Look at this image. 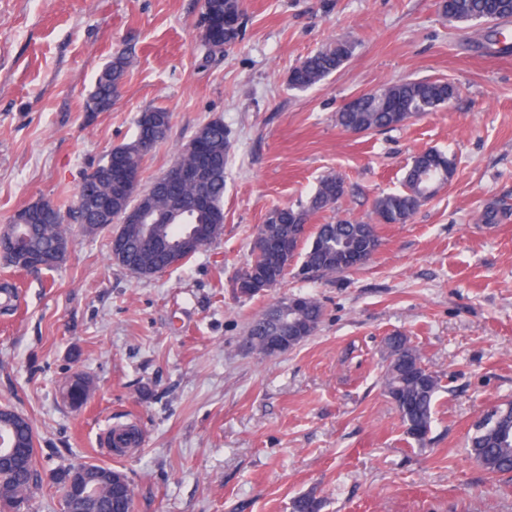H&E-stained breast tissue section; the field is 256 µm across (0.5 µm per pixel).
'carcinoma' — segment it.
Listing matches in <instances>:
<instances>
[{
	"label": "carcinoma",
	"instance_id": "obj_1",
	"mask_svg": "<svg viewBox=\"0 0 512 512\" xmlns=\"http://www.w3.org/2000/svg\"><path fill=\"white\" fill-rule=\"evenodd\" d=\"M444 17L451 23L489 24L512 17V0H445ZM203 19L223 28L224 45L231 47L241 38L246 26L242 0H204ZM353 43L340 39L306 57L291 73L289 84L294 89H307L341 68L351 57ZM129 67V59L118 54L103 68L95 88L87 101V111L103 112L112 107ZM456 88L448 82L431 80L405 81L383 89L362 94L336 114V124L347 132L367 133L400 125L401 120L419 117L443 108L455 98ZM402 108L392 111L393 106ZM134 139L116 147L130 167L140 170L145 156L166 140L170 130V114L162 108L140 113ZM205 133L209 144L212 174L207 190L210 208L178 226L165 222L167 202L163 197L149 203V223L155 225L158 236L167 241L173 251L157 264L159 254L155 241L144 236L137 225L126 227L125 239L111 248L110 259L116 264L143 277L154 273L146 268L183 263L219 237L224 230V173L230 151V141L221 121L210 122L198 129ZM456 165L452 157L438 149L416 154L403 177V189L374 200L373 213L383 224H405L419 206L436 191L451 181ZM87 188L80 185L74 205L68 210L47 201L52 215L69 217L81 225L87 234H96L94 213L84 206ZM345 194L342 178L329 175L323 178L310 197L307 206L273 210L268 219V232L273 238L287 239L304 233L309 215L333 208ZM140 194L130 189H112V208L128 210L140 208ZM512 217V209L505 204H490L481 214L484 224H501ZM369 239L361 263H366L380 248L377 225L368 222L340 219L334 224H320L310 236L303 253L298 275L304 280L324 278L356 268L350 257L363 232ZM21 250L44 258L43 269L50 270L62 264L64 258L55 253L56 243L67 236L66 225L53 218H43L34 224H18L7 231ZM253 258L238 275L248 287L238 289L242 296H253L276 283L282 275L284 263L277 256L258 247L252 249ZM301 307L282 313L277 305L255 318L248 329L246 341L260 352L269 340L283 331L286 324L295 322L308 331L294 341L299 345L319 327L323 307L314 298L299 297ZM389 363L383 375L385 393L395 404L406 434L422 444L430 432L434 399L439 379L421 362L408 337L393 334L385 340ZM7 437L17 448L34 447V432L26 419L11 416L0 423V438ZM467 454L493 475L512 473V401L496 405V416L485 427L473 431ZM43 484L35 463V455H28V463L18 469L0 470V512H23L30 500L41 492ZM93 499L84 504L85 512H132L134 496L115 497L105 483L89 491ZM293 512H320L321 502L313 496L294 500Z\"/></svg>",
	"mask_w": 512,
	"mask_h": 512
}]
</instances>
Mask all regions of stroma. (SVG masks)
Returning a JSON list of instances; mask_svg holds the SVG:
<instances>
[{
  "mask_svg": "<svg viewBox=\"0 0 512 512\" xmlns=\"http://www.w3.org/2000/svg\"><path fill=\"white\" fill-rule=\"evenodd\" d=\"M440 4L244 0L242 39L212 54L203 0H0V227L32 203H72L147 109L171 123L141 188L205 124L222 121L231 144L224 231L189 261L143 278L111 261L110 232L77 224L55 269L0 260V286L17 293L14 310L0 309V407L30 421L44 484L29 512H62L53 476L84 461L127 475L134 512H291L307 494L321 512H512V476L465 448L479 416L512 400V219L478 221L488 204L512 207V53H487V25L453 27ZM337 39L354 45L344 66L291 88V71ZM119 52L130 68L117 99L86 111ZM406 80L457 95L383 131L337 126L348 101ZM430 148L455 156V176L409 223L379 225L368 262L237 293L272 210L306 204L334 174L346 193L311 225L373 221L374 199L401 190L406 164ZM292 294L321 303L316 332L283 354L249 352L251 321ZM396 333L440 379L422 446L382 385ZM79 377L93 393L74 406ZM128 423L137 449L104 454Z\"/></svg>",
  "mask_w": 512,
  "mask_h": 512,
  "instance_id": "1",
  "label": "stroma"
}]
</instances>
